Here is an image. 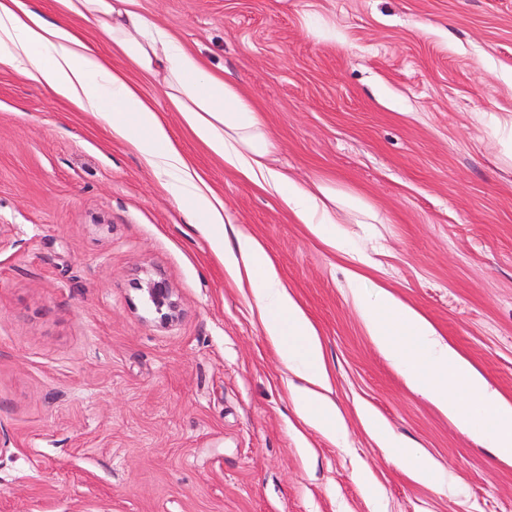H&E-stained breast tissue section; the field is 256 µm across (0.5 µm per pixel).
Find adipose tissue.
Instances as JSON below:
<instances>
[{"label": "adipose tissue", "instance_id": "ef3b65f1", "mask_svg": "<svg viewBox=\"0 0 512 512\" xmlns=\"http://www.w3.org/2000/svg\"><path fill=\"white\" fill-rule=\"evenodd\" d=\"M62 15L49 21L32 0H0V64L21 69L76 109L103 119L114 137L136 150L147 165L174 188L192 223L202 225L216 253L237 284L252 290L260 321L272 344L306 387L295 395V412L307 424L335 434L340 418L323 395L327 371L317 330L284 285L263 243L237 233V249L225 253L231 218L223 199L204 181L165 120L129 71L113 66L71 26L69 16L99 27L115 50L143 76H162L167 97L182 125L225 168L278 196L317 237L335 242L338 210L373 218L358 197L320 183L308 185L271 165L275 144L263 117L234 82L208 69L201 58L172 33L137 10V0H57ZM364 419L385 447L394 449L399 465L417 481L434 477L432 466L410 444L382 430L371 412Z\"/></svg>", "mask_w": 512, "mask_h": 512}]
</instances>
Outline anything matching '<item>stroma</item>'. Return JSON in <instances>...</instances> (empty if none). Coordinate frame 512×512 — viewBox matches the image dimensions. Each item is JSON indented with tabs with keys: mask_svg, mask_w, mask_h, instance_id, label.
I'll return each mask as SVG.
<instances>
[{
	"mask_svg": "<svg viewBox=\"0 0 512 512\" xmlns=\"http://www.w3.org/2000/svg\"><path fill=\"white\" fill-rule=\"evenodd\" d=\"M264 113L278 167L369 204L328 246L142 85L320 336L336 436L164 179L0 65V512H512V461L407 384L352 299L414 307L512 402V0H138ZM164 279L174 321L138 288ZM370 409L433 461L419 483ZM294 401L295 412L304 423L319 426L331 436H336L340 418L333 401L311 388L298 391Z\"/></svg>",
	"mask_w": 512,
	"mask_h": 512,
	"instance_id": "35a3bbf8",
	"label": "stroma"
}]
</instances>
